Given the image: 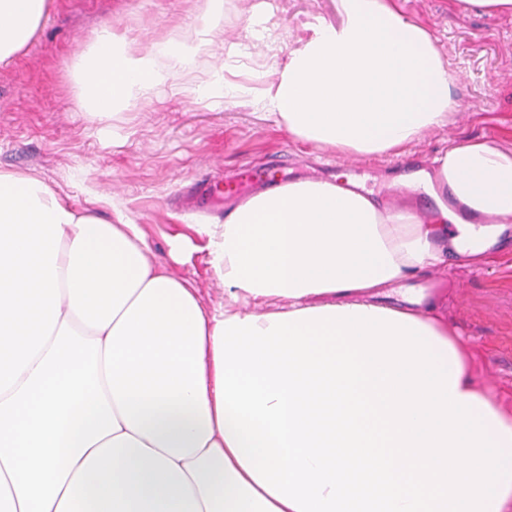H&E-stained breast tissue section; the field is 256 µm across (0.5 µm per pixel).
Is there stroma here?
<instances>
[{
  "instance_id": "1",
  "label": "stroma",
  "mask_w": 512,
  "mask_h": 512,
  "mask_svg": "<svg viewBox=\"0 0 512 512\" xmlns=\"http://www.w3.org/2000/svg\"><path fill=\"white\" fill-rule=\"evenodd\" d=\"M260 2L224 0L216 40L252 45V17ZM269 2L272 23L292 43L317 20L336 18L333 0ZM400 3L408 16L431 29L458 76L453 94L459 103L453 121L427 133L404 160H343L328 150L303 149L246 104L185 98L180 86L208 84L223 62V55L210 51L189 60L151 101L134 102L109 122H100L78 105L70 61L108 24L135 51L194 35L203 24V0H54L25 54L0 66V169L38 177L81 208L98 197L120 200L127 218L142 225L159 260L169 258L170 237L186 234L195 249L174 272L199 288L206 306H222L224 287L209 266L206 235L196 231V218L167 207L183 188L205 177L230 179L245 164H267L284 155L290 180L342 173L356 178L374 198L388 200L405 192L427 211L435 202L424 184L396 185L393 177L428 168L436 154L461 137L512 147V17L460 16L450 0ZM491 252L496 260L483 269L458 258L409 283L430 294L448 282V315L461 337L481 353L477 378L508 407L512 226Z\"/></svg>"
}]
</instances>
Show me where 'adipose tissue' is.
<instances>
[{"label": "adipose tissue", "instance_id": "obj_1", "mask_svg": "<svg viewBox=\"0 0 512 512\" xmlns=\"http://www.w3.org/2000/svg\"><path fill=\"white\" fill-rule=\"evenodd\" d=\"M334 4L290 49L257 31L281 57L260 86L232 43L182 94L247 102L340 157H405L455 115L456 77L398 0ZM51 7L0 0V65ZM221 9L207 0L195 39L145 52L102 28L72 65L83 109L151 99ZM427 179L452 203H380L336 175L238 204L206 230L223 309L118 204L105 219L0 169V512H512V408L478 382L444 294L382 302L453 256L492 262L512 150L466 140Z\"/></svg>", "mask_w": 512, "mask_h": 512}]
</instances>
